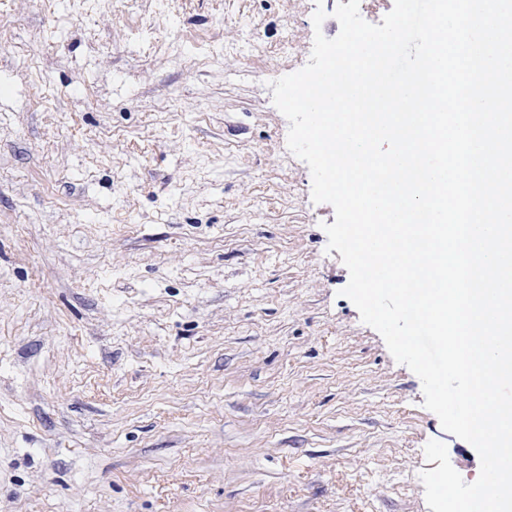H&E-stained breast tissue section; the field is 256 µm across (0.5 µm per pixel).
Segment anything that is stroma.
<instances>
[{"label": "stroma", "mask_w": 512, "mask_h": 512, "mask_svg": "<svg viewBox=\"0 0 512 512\" xmlns=\"http://www.w3.org/2000/svg\"><path fill=\"white\" fill-rule=\"evenodd\" d=\"M314 0H0V512H431L271 81Z\"/></svg>", "instance_id": "obj_1"}]
</instances>
